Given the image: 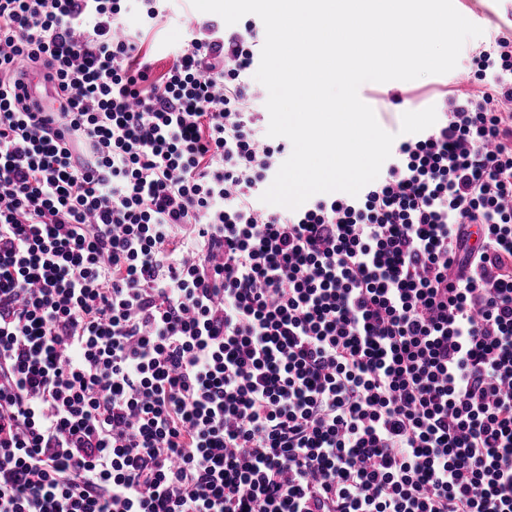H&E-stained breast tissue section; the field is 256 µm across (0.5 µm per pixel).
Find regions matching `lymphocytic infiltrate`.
Here are the masks:
<instances>
[{"label": "lymphocytic infiltrate", "mask_w": 512, "mask_h": 512, "mask_svg": "<svg viewBox=\"0 0 512 512\" xmlns=\"http://www.w3.org/2000/svg\"><path fill=\"white\" fill-rule=\"evenodd\" d=\"M126 2L0 0V512H512V38L290 214L256 23ZM162 1H167L158 4L160 10H164L165 17L154 29L146 32L145 43L143 45V52L147 51L151 59H160L156 62V71L159 73L166 69L173 55L182 48L185 40L188 38V26L187 23H185L186 19H193L194 22L199 24L208 20H219L221 22L223 21L226 28L242 26L247 20H253L259 26L263 25L259 17L249 14L244 16L235 25L227 26L219 15L204 13L194 9L191 0ZM261 36L265 39L264 25ZM258 68H256L254 71L251 72L249 76L250 82L259 90L260 94L259 97L256 99L254 103V110L255 112H258V117L260 118V122L258 123L257 131L259 136H261L264 140L269 142H277L281 137H269L266 134L267 127L269 124V114L266 109L265 103L268 97V93L266 88L260 84L255 79V73Z\"/></svg>", "instance_id": "f902f5d3"}]
</instances>
